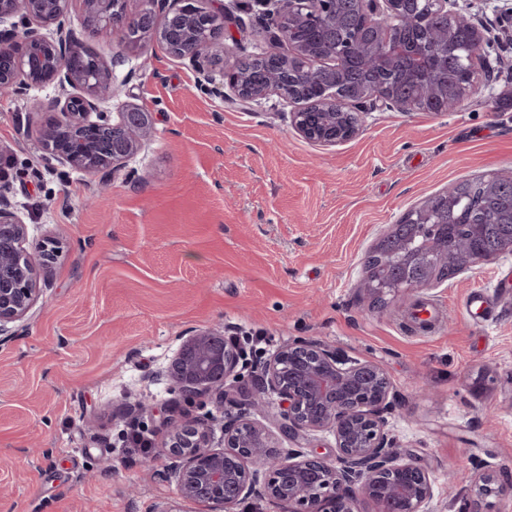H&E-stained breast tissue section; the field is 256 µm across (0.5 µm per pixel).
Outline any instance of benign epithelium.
Instances as JSON below:
<instances>
[{
  "label": "benign epithelium",
  "mask_w": 512,
  "mask_h": 512,
  "mask_svg": "<svg viewBox=\"0 0 512 512\" xmlns=\"http://www.w3.org/2000/svg\"><path fill=\"white\" fill-rule=\"evenodd\" d=\"M85 13L86 29L99 38L121 34V46L138 48L154 40L167 53L189 63L196 87L208 93L223 91L226 99L259 102L272 97L291 106L289 126L308 142L335 147L363 132L361 115L394 109L412 112L417 104L442 114L457 110L477 89L486 70L481 54L483 32L475 17L460 8L459 0H426L431 14L448 22V36L461 21L469 34L470 56H458L466 71L464 82L444 75L448 43L430 62L407 53L395 56L392 32L386 21L402 12L407 0H254L261 6L270 38L282 46L264 55L266 68L252 69L253 55L236 56L224 46L235 40L230 24L234 16L224 0H0V98L23 96L30 90L55 85L60 94L45 108L51 113L41 141L48 157L71 168L94 173L117 170L137 154L151 131L152 113L133 103H121L117 118L104 120L101 104L116 97L112 66L97 60L96 75L75 68L72 60L85 47L81 34L70 24L74 2ZM207 1L210 6L203 7ZM349 4L371 20V51L376 65L391 68L401 63L423 77L424 92L415 98L398 86L358 75L347 95L324 87L305 92L293 80L304 69L334 73L350 67L351 57L326 55L317 47L288 38L290 21H336V12ZM9 188L0 184V335L7 325L24 319L35 297V258L46 270L58 246L42 244L37 251L24 247L27 224L12 206ZM409 224H432L428 202L411 209ZM512 252V239L494 253L475 256L459 268L489 261ZM404 265L415 278L404 284L386 279L379 271L367 276L373 291L394 295L436 280L433 252H409ZM247 352L224 330L207 328L182 338L165 378L186 400L215 397L222 416V439L213 441L214 418H168V440L163 448L168 463L158 471L175 479L183 502L204 505L209 512H234L248 500L265 501L280 512H355L359 497H367L378 512H431L433 486L427 467L402 461L387 430L388 414L396 396L384 368L341 355L315 340L283 344L265 360L251 362L252 384L226 388L238 374ZM276 405V421L292 448L274 446L269 430L251 418L252 411ZM327 431L334 436L333 457L309 447L308 435ZM479 484L480 496L467 512H482L480 503L492 494L512 493V483H496L494 476H468Z\"/></svg>",
  "instance_id": "7a95c632"
}]
</instances>
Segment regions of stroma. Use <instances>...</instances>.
Returning <instances> with one entry per match:
<instances>
[{
    "instance_id": "35a3bbf8",
    "label": "stroma",
    "mask_w": 512,
    "mask_h": 512,
    "mask_svg": "<svg viewBox=\"0 0 512 512\" xmlns=\"http://www.w3.org/2000/svg\"><path fill=\"white\" fill-rule=\"evenodd\" d=\"M484 35V86L447 114L368 113L356 139L329 148L296 135L277 98L243 104L195 86L188 63L157 43L111 62L118 102L152 114L143 149L114 172L46 159L47 86L0 100V175L28 243L60 252L37 271L35 304L0 336V512H183L175 482L154 477L167 432L157 410L205 418L156 379L183 336L225 327L270 357L312 339L379 363L397 395L388 429L404 458L424 462L432 512L476 497L459 474L512 471V253L455 278L374 304L364 260L410 208L482 175H512V22L504 0H465ZM244 53L276 51L243 0ZM490 300L487 322L463 309ZM439 304L427 333L416 303ZM151 405L148 413L137 403ZM138 422L149 452L127 442Z\"/></svg>"
}]
</instances>
